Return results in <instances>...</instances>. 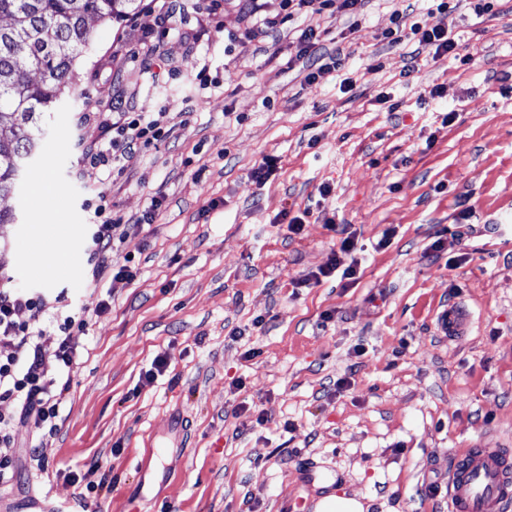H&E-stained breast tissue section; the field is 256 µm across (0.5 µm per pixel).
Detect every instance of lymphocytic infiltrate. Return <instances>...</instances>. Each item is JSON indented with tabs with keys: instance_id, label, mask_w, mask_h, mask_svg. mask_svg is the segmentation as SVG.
Segmentation results:
<instances>
[{
	"instance_id": "lymphocytic-infiltrate-1",
	"label": "lymphocytic infiltrate",
	"mask_w": 512,
	"mask_h": 512,
	"mask_svg": "<svg viewBox=\"0 0 512 512\" xmlns=\"http://www.w3.org/2000/svg\"><path fill=\"white\" fill-rule=\"evenodd\" d=\"M397 32L411 31L419 51L428 53L432 60L457 54L458 43L452 38L447 24L428 25L425 21H411L407 10L393 13ZM167 121L163 112L129 116L119 113L112 123V138L97 136L103 128L101 113L85 112L81 125L90 128L83 150V161L103 175H110L114 162L133 158L162 133ZM325 225L338 240L328 263L318 271L301 279L303 287L320 284L323 280L339 278L355 280L359 261L355 256L356 243L347 225L326 219ZM130 225L105 218L95 225L87 252V285L99 288L104 280L126 285L134 278L130 266L112 259L117 241L130 232ZM62 296L51 297L13 288L0 289V402H14V412H0V489L13 486L17 469V442L14 424L19 420L33 423L36 430L56 429L61 418L64 394L78 365V354L71 342L73 329L85 328L92 318L105 313V302H97L80 312L66 315L62 312ZM52 324L59 336L54 350H46L39 338L43 324Z\"/></svg>"
}]
</instances>
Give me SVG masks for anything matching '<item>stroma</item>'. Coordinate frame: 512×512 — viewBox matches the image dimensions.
<instances>
[{
    "mask_svg": "<svg viewBox=\"0 0 512 512\" xmlns=\"http://www.w3.org/2000/svg\"><path fill=\"white\" fill-rule=\"evenodd\" d=\"M403 3L444 20L434 0H368L354 32L333 0L251 39L236 0H171L168 21L142 0L124 19L92 21L19 190L0 198L15 216L0 225V286L63 294L75 312L90 303L85 274L34 278L20 260L34 220H58L54 201L28 205L43 171L68 193L69 259L84 262L96 206L152 220L118 247L135 279L72 333L80 363L57 429L16 422L45 467L21 466L0 512H315L337 491L366 512H448L452 449L512 448V92H500L512 81V0L493 17L457 0L444 21L471 62L415 70V41L384 37ZM312 23L326 35L303 56L297 36ZM337 54L351 91L307 82L317 57ZM98 102L171 125L117 163L99 195L78 122ZM266 154L282 170L259 189L250 174ZM307 207L289 232L280 211ZM329 216L355 233L360 277L298 287L331 256ZM387 229L390 246L375 250ZM456 302L472 328L451 342L437 317ZM160 352L167 368L145 383ZM94 461L106 484L91 491ZM307 462L324 481L305 480Z\"/></svg>",
    "mask_w": 512,
    "mask_h": 512,
    "instance_id": "stroma-1",
    "label": "stroma"
}]
</instances>
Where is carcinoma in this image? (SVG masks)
<instances>
[{
  "label": "carcinoma",
  "instance_id": "obj_1",
  "mask_svg": "<svg viewBox=\"0 0 512 512\" xmlns=\"http://www.w3.org/2000/svg\"><path fill=\"white\" fill-rule=\"evenodd\" d=\"M139 0H0V197L36 150L42 121L73 80L72 62L92 42L88 21H110Z\"/></svg>",
  "mask_w": 512,
  "mask_h": 512
}]
</instances>
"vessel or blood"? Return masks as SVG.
I'll use <instances>...</instances> for the list:
<instances>
[{
	"label": "vessel or blood",
	"instance_id": "b4317fda",
	"mask_svg": "<svg viewBox=\"0 0 512 512\" xmlns=\"http://www.w3.org/2000/svg\"><path fill=\"white\" fill-rule=\"evenodd\" d=\"M469 315L446 307L438 327L449 340L464 336ZM448 512H512V449L467 448L454 453L448 473Z\"/></svg>",
	"mask_w": 512,
	"mask_h": 512
}]
</instances>
